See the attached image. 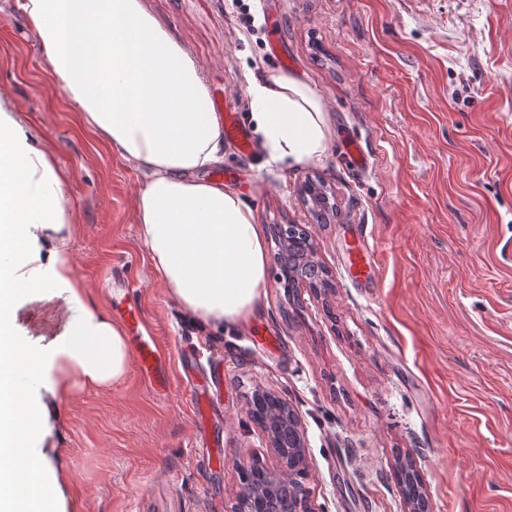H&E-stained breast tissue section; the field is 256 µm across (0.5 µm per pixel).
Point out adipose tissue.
I'll return each mask as SVG.
<instances>
[{"label":"adipose tissue","mask_w":512,"mask_h":512,"mask_svg":"<svg viewBox=\"0 0 512 512\" xmlns=\"http://www.w3.org/2000/svg\"><path fill=\"white\" fill-rule=\"evenodd\" d=\"M85 129L140 172V236L166 293L204 333L246 324L260 307L266 251L240 194L210 179L224 133L201 70L143 0H16ZM250 121L269 163L320 159L323 104L294 74L249 86ZM76 226L53 157L0 91V512L66 503L60 457L42 453L75 388L107 390L130 365L126 338L78 278ZM58 299L63 330L21 337L22 302Z\"/></svg>","instance_id":"ef3b65f1"}]
</instances>
